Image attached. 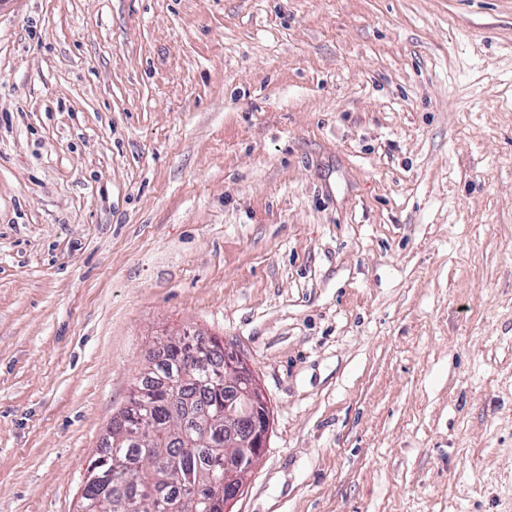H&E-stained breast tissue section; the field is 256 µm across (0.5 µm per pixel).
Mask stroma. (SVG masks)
Instances as JSON below:
<instances>
[{"mask_svg": "<svg viewBox=\"0 0 512 512\" xmlns=\"http://www.w3.org/2000/svg\"><path fill=\"white\" fill-rule=\"evenodd\" d=\"M183 331L270 404L232 512H512V0L0 5V512Z\"/></svg>", "mask_w": 512, "mask_h": 512, "instance_id": "stroma-1", "label": "stroma"}]
</instances>
